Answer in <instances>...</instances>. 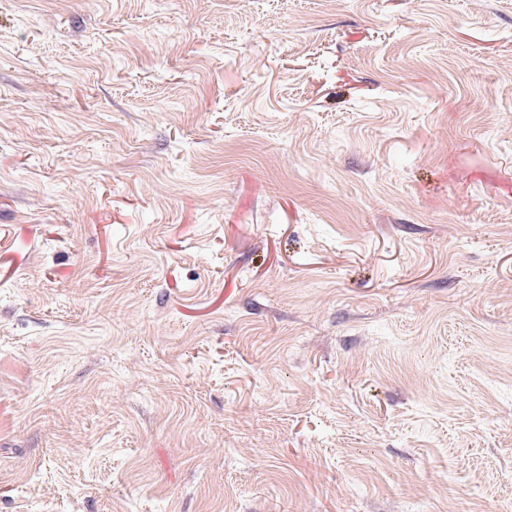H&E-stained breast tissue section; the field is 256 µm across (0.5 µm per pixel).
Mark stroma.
<instances>
[{"label": "stroma", "mask_w": 512, "mask_h": 512, "mask_svg": "<svg viewBox=\"0 0 512 512\" xmlns=\"http://www.w3.org/2000/svg\"><path fill=\"white\" fill-rule=\"evenodd\" d=\"M0 512H512V0H0Z\"/></svg>", "instance_id": "1"}]
</instances>
